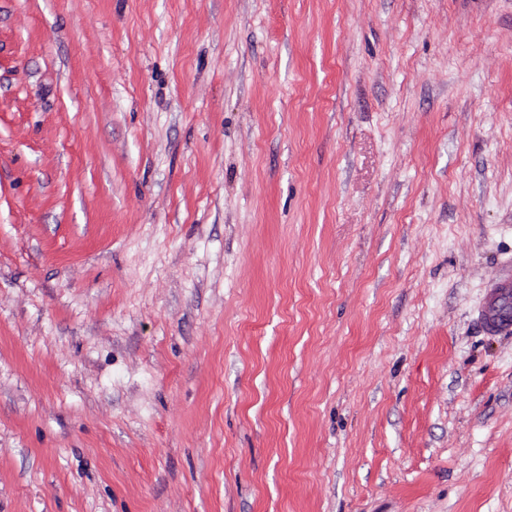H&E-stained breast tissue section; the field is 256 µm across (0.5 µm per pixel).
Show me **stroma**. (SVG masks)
<instances>
[{
	"mask_svg": "<svg viewBox=\"0 0 512 512\" xmlns=\"http://www.w3.org/2000/svg\"><path fill=\"white\" fill-rule=\"evenodd\" d=\"M512 0H0V512H512ZM512 282L504 279L491 290L490 302L479 312L486 326L493 331L509 333L512 330Z\"/></svg>",
	"mask_w": 512,
	"mask_h": 512,
	"instance_id": "stroma-1",
	"label": "stroma"
}]
</instances>
